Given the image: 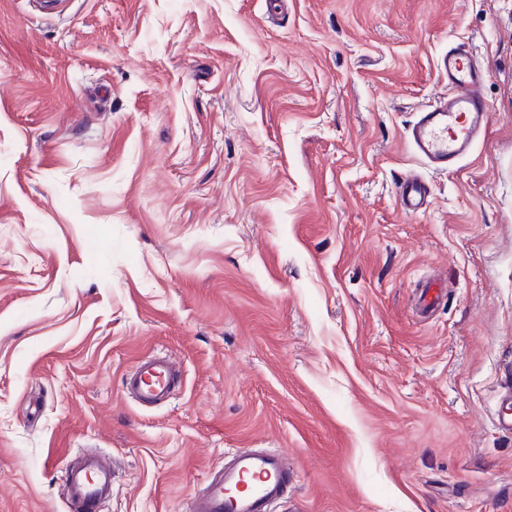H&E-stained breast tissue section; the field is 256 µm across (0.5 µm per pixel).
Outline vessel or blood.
<instances>
[{"label":"vessel or blood","mask_w":512,"mask_h":512,"mask_svg":"<svg viewBox=\"0 0 512 512\" xmlns=\"http://www.w3.org/2000/svg\"><path fill=\"white\" fill-rule=\"evenodd\" d=\"M439 69L448 79V92L420 112L408 130V139L427 165L445 171L472 151L486 126L487 106L481 92L483 75L468 47L449 48ZM400 204L410 213L426 208L427 188L418 175L404 178ZM180 377L174 360L154 355L138 364L124 379L123 387L139 404L157 406L178 394ZM294 470L293 461L283 451H235L209 477L203 490L189 498L185 512H271L286 497ZM114 477L112 462L105 454L78 451L62 481L68 512H105Z\"/></svg>","instance_id":"b4317fda"}]
</instances>
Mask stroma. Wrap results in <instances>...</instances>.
I'll use <instances>...</instances> for the list:
<instances>
[{
  "label": "stroma",
  "instance_id": "1",
  "mask_svg": "<svg viewBox=\"0 0 512 512\" xmlns=\"http://www.w3.org/2000/svg\"><path fill=\"white\" fill-rule=\"evenodd\" d=\"M460 42L489 122L436 171ZM152 352L184 386L141 408ZM511 383L512 0H0V512H66L84 448L107 512L234 448L292 457L274 512H512ZM400 204L409 213L422 211L428 205L427 188L418 175L410 174L403 179ZM114 477L112 461L105 454L78 451L62 481L68 512H104L112 499Z\"/></svg>",
  "mask_w": 512,
  "mask_h": 512
}]
</instances>
